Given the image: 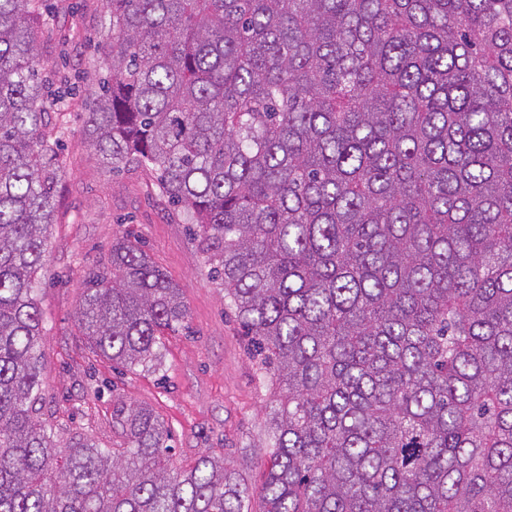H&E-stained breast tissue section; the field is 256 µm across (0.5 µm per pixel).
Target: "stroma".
I'll return each instance as SVG.
<instances>
[{
	"instance_id": "stroma-1",
	"label": "stroma",
	"mask_w": 512,
	"mask_h": 512,
	"mask_svg": "<svg viewBox=\"0 0 512 512\" xmlns=\"http://www.w3.org/2000/svg\"><path fill=\"white\" fill-rule=\"evenodd\" d=\"M104 14L102 0H82L79 11L58 10L44 18L41 71L52 83L65 78L76 89L56 106L63 114L64 172L37 291L45 333L40 415L62 438L87 434L108 448L115 436V399L147 406L171 430L177 466L191 467L209 449L247 465L254 484L264 462L256 450L266 444L271 382L258 374L223 288L212 281L188 224L162 196L153 175L133 166L104 171L84 141L91 92L105 69ZM122 232L145 245L178 284L188 307L186 330L167 337L154 372L131 373L96 357L76 319L86 272Z\"/></svg>"
}]
</instances>
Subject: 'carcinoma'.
I'll return each mask as SVG.
<instances>
[{
    "instance_id": "1",
    "label": "carcinoma",
    "mask_w": 512,
    "mask_h": 512,
    "mask_svg": "<svg viewBox=\"0 0 512 512\" xmlns=\"http://www.w3.org/2000/svg\"><path fill=\"white\" fill-rule=\"evenodd\" d=\"M104 2L86 143L196 226L275 386L268 465L182 470L134 403L110 448L38 417L63 96L40 0H0V512H512V0ZM187 317L127 236L77 309L131 372Z\"/></svg>"
}]
</instances>
